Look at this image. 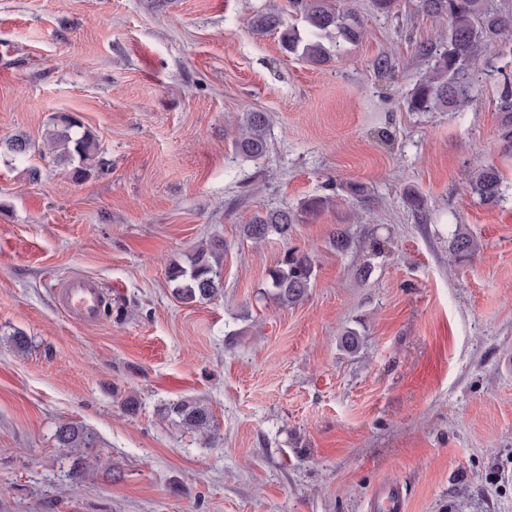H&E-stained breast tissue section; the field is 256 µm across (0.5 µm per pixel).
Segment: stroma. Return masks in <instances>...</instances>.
Listing matches in <instances>:
<instances>
[{
    "label": "stroma",
    "mask_w": 512,
    "mask_h": 512,
    "mask_svg": "<svg viewBox=\"0 0 512 512\" xmlns=\"http://www.w3.org/2000/svg\"><path fill=\"white\" fill-rule=\"evenodd\" d=\"M351 4L365 38L312 65L246 27L286 0H0V139L33 145L22 161L0 149V512H367L383 483L406 512H512V151L497 138L512 44L471 106L413 112L435 23L417 0ZM250 112L270 118L257 161L232 146ZM61 113L103 169L77 180L41 154ZM480 160L503 176L498 205L470 189ZM355 184L371 193L358 210ZM317 196L336 203L288 239L244 237L254 214ZM461 231L474 258L449 251ZM213 238L224 289L181 303L169 268ZM293 248L315 280L283 307L263 289ZM79 277L108 292L97 323L57 302ZM191 398L213 412L207 441L164 412ZM65 423L98 437L89 478L56 445Z\"/></svg>",
    "instance_id": "35a3bbf8"
}]
</instances>
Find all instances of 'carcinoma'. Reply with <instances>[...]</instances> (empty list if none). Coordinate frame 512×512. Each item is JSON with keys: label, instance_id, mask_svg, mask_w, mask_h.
<instances>
[{"label": "carcinoma", "instance_id": "obj_1", "mask_svg": "<svg viewBox=\"0 0 512 512\" xmlns=\"http://www.w3.org/2000/svg\"><path fill=\"white\" fill-rule=\"evenodd\" d=\"M289 12L301 16L304 30L289 24L279 14L258 12L247 20L255 34L279 31L286 50L304 61L321 65L334 55H342L348 46L364 36V26L358 14L341 0H288ZM423 13L445 25L442 36L434 42L418 46V53L433 61L428 75L411 94L409 106L414 112H435L440 109H462L472 102V92L480 73L475 63L487 52L512 42V10L495 5L494 0H419ZM498 138L503 146L512 149V92H505L498 102ZM78 123L70 116L57 119L48 132L41 153L50 154L56 161L79 159L74 177L80 179L99 165L98 148L94 137L75 131ZM269 117L264 112H250L237 125L233 147L241 157L262 158L267 151L266 132ZM472 192L489 206L503 198V178L492 163H478L470 181ZM333 205L330 197H315L301 203L299 208H284L255 215L243 225L244 234L255 246L271 239H288L293 227L308 216H314ZM330 242L338 253L350 247V237L344 228H333ZM224 242L217 240L187 256L188 266L175 265L170 269L169 282L174 294L185 303L214 297L224 285V267L219 252ZM450 251L459 259L473 256L477 243L470 236H454ZM272 295L284 305H295L309 295L315 279L314 263L305 252H287L280 264L269 274ZM169 412L179 423L202 437L213 428L211 409L199 402L182 400L169 406ZM54 440L60 448H95L96 435L78 424L59 426Z\"/></svg>", "mask_w": 512, "mask_h": 512}]
</instances>
